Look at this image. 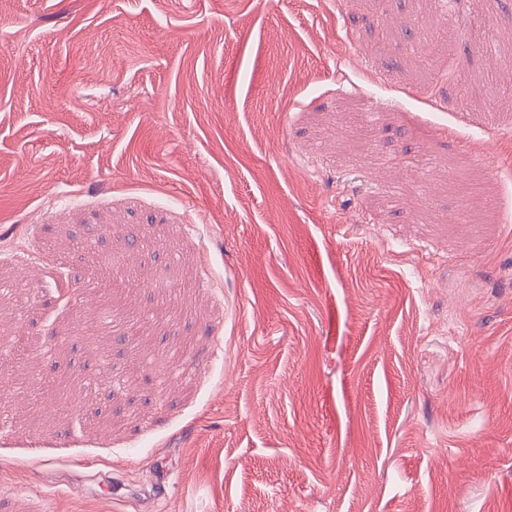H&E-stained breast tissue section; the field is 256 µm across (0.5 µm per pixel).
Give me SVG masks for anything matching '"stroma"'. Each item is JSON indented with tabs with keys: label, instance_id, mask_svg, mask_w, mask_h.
<instances>
[{
	"label": "stroma",
	"instance_id": "stroma-1",
	"mask_svg": "<svg viewBox=\"0 0 512 512\" xmlns=\"http://www.w3.org/2000/svg\"><path fill=\"white\" fill-rule=\"evenodd\" d=\"M511 41L7 0L0 512H512Z\"/></svg>",
	"mask_w": 512,
	"mask_h": 512
}]
</instances>
